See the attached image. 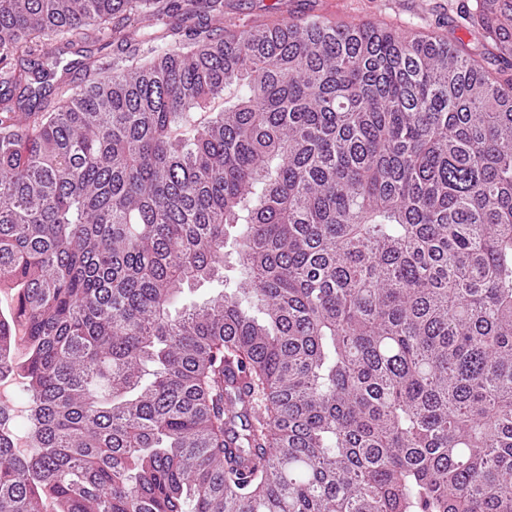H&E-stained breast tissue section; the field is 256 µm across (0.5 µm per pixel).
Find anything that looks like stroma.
Masks as SVG:
<instances>
[{"instance_id":"1","label":"stroma","mask_w":512,"mask_h":512,"mask_svg":"<svg viewBox=\"0 0 512 512\" xmlns=\"http://www.w3.org/2000/svg\"><path fill=\"white\" fill-rule=\"evenodd\" d=\"M473 3L474 0H224V22L257 25L289 17L321 15L339 24L371 23L395 30L436 32L478 55L484 51L482 32L462 18ZM116 52V46L94 41L66 50L52 79L79 88L80 63L86 56L107 62Z\"/></svg>"}]
</instances>
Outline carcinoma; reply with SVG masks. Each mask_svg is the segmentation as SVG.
<instances>
[{
	"label": "carcinoma",
	"mask_w": 512,
	"mask_h": 512,
	"mask_svg": "<svg viewBox=\"0 0 512 512\" xmlns=\"http://www.w3.org/2000/svg\"><path fill=\"white\" fill-rule=\"evenodd\" d=\"M223 20L0 0V512H512V0L478 57ZM115 54H117L115 45L104 46L103 42L94 41H89L66 50L64 54L61 55L60 64L53 70L51 82H62L73 89L79 88L82 73L80 62L84 61L85 56L91 55L106 63L112 60Z\"/></svg>",
	"instance_id": "carcinoma-1"
}]
</instances>
